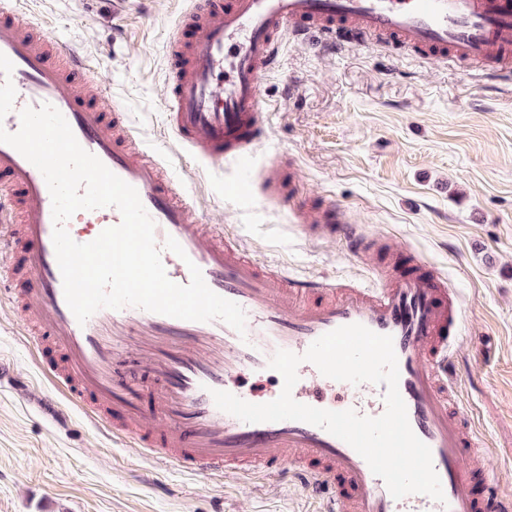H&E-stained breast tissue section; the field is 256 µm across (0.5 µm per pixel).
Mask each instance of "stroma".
Instances as JSON below:
<instances>
[{"label":"stroma","instance_id":"35a3bbf8","mask_svg":"<svg viewBox=\"0 0 512 512\" xmlns=\"http://www.w3.org/2000/svg\"><path fill=\"white\" fill-rule=\"evenodd\" d=\"M191 0H24L30 20L98 61L105 101L129 112L145 146L179 179L206 224L295 278L363 280L369 262L340 241L307 237L285 205L258 197V169L284 158L299 194L345 207L364 235L410 249L465 305L456 339L459 403L492 444L487 465L512 491V86L477 65L432 63L405 50H325L286 39L262 79L270 138L246 163L192 164L166 128V47ZM23 315L0 301V512H312L289 479L245 486L189 474L116 441L79 406L54 421L53 388Z\"/></svg>","mask_w":512,"mask_h":512}]
</instances>
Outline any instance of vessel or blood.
Segmentation results:
<instances>
[{"mask_svg": "<svg viewBox=\"0 0 512 512\" xmlns=\"http://www.w3.org/2000/svg\"><path fill=\"white\" fill-rule=\"evenodd\" d=\"M179 26L194 35L169 37L167 127L196 161L220 167L250 159L269 136L261 79L280 66L286 37L315 34L324 45L366 47L376 36L397 40L420 58L481 61L491 76L512 74L500 64L512 46V0H193ZM93 57L17 15L0 0V127L14 133L27 107H56L79 144L134 187L153 219L157 244L174 238L183 255L164 249L168 277L185 285L196 264L208 287L246 313V330L220 320L177 319L140 308H102L78 323L68 307L53 245L52 200L42 173L13 147L0 143V256L18 282L0 293L24 315L34 347L58 356L49 371L70 401L113 435L152 458L183 470L230 474L240 480L288 473L323 512H512L480 461L489 450L459 405L454 341L462 306L446 280L418 255L401 250L406 272L370 286L327 279H295L262 265L224 238V228L201 224L161 159L144 149L123 110L92 100ZM282 161L264 165V200L306 208L283 184ZM96 231L120 224L113 207L77 212L66 229L91 242L76 221ZM316 223L345 242L354 256L371 240L333 202L317 207ZM360 324L391 336L399 391L413 432L431 449L445 500L424 494L393 498L350 445L315 425L293 420L247 423L217 408L212 393L229 392L263 404V389L246 377L265 378L277 350L307 351L320 336ZM294 400L333 411L381 416L385 385H354L323 376L309 362L298 367ZM486 486L476 497V482Z\"/></svg>", "mask_w": 512, "mask_h": 512, "instance_id": "vessel-or-blood-1", "label": "vessel or blood"}]
</instances>
